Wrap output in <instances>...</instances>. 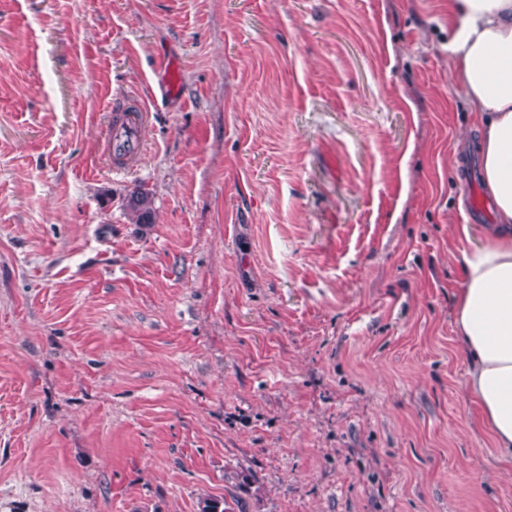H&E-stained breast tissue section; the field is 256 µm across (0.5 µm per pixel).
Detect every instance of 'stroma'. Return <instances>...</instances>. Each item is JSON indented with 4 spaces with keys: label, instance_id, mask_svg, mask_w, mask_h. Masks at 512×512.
<instances>
[{
    "label": "stroma",
    "instance_id": "obj_1",
    "mask_svg": "<svg viewBox=\"0 0 512 512\" xmlns=\"http://www.w3.org/2000/svg\"><path fill=\"white\" fill-rule=\"evenodd\" d=\"M473 125L447 0H0V512H512L453 325ZM147 119V106L136 95H128L113 114L105 143L113 177L129 175L141 166ZM123 213L129 223H153L155 210L152 194L145 188L137 187L123 200Z\"/></svg>",
    "mask_w": 512,
    "mask_h": 512
}]
</instances>
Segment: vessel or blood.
<instances>
[{
	"mask_svg": "<svg viewBox=\"0 0 512 512\" xmlns=\"http://www.w3.org/2000/svg\"><path fill=\"white\" fill-rule=\"evenodd\" d=\"M147 119L148 109L135 95L127 96L122 108L114 113L105 143L113 176L129 175L141 166Z\"/></svg>",
	"mask_w": 512,
	"mask_h": 512,
	"instance_id": "1",
	"label": "vessel or blood"
}]
</instances>
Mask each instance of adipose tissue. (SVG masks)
I'll use <instances>...</instances> for the list:
<instances>
[{
	"mask_svg": "<svg viewBox=\"0 0 512 512\" xmlns=\"http://www.w3.org/2000/svg\"><path fill=\"white\" fill-rule=\"evenodd\" d=\"M451 72L479 131L481 180L493 224L457 232L467 246L454 326L465 387L499 459L512 465V0H448Z\"/></svg>",
	"mask_w": 512,
	"mask_h": 512,
	"instance_id": "adipose-tissue-1",
	"label": "adipose tissue"
}]
</instances>
